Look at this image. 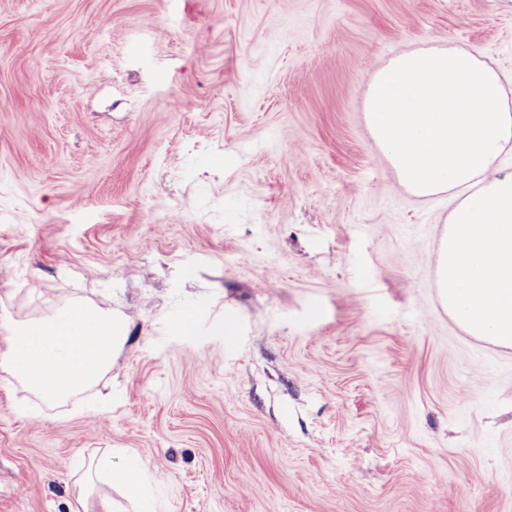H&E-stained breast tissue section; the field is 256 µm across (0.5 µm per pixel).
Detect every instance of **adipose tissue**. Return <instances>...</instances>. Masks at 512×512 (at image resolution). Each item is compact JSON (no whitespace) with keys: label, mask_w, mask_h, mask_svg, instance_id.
Returning a JSON list of instances; mask_svg holds the SVG:
<instances>
[{"label":"adipose tissue","mask_w":512,"mask_h":512,"mask_svg":"<svg viewBox=\"0 0 512 512\" xmlns=\"http://www.w3.org/2000/svg\"><path fill=\"white\" fill-rule=\"evenodd\" d=\"M122 333L111 312L76 304L38 324L12 325L0 371L49 401L76 396L111 368Z\"/></svg>","instance_id":"1"}]
</instances>
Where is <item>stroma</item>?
Here are the masks:
<instances>
[{
	"mask_svg": "<svg viewBox=\"0 0 512 512\" xmlns=\"http://www.w3.org/2000/svg\"><path fill=\"white\" fill-rule=\"evenodd\" d=\"M433 45L512 100V0H0V343L126 332L65 403L0 372V512L104 455L156 512H512V346L443 310L454 201L364 121Z\"/></svg>",
	"mask_w": 512,
	"mask_h": 512,
	"instance_id": "35a3bbf8",
	"label": "stroma"
}]
</instances>
